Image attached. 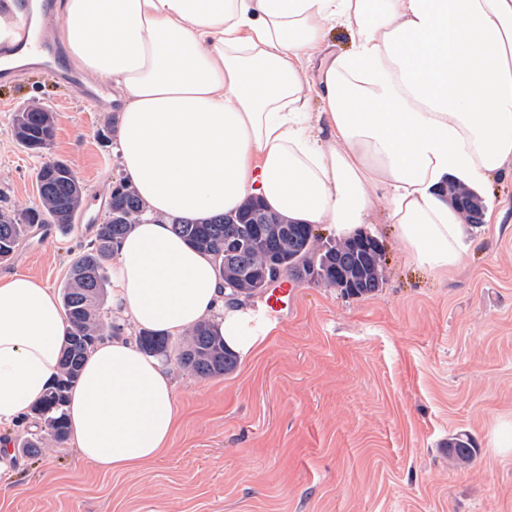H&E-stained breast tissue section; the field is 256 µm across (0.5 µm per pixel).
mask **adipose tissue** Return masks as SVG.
I'll list each match as a JSON object with an SVG mask.
<instances>
[{
	"instance_id": "adipose-tissue-1",
	"label": "adipose tissue",
	"mask_w": 512,
	"mask_h": 512,
	"mask_svg": "<svg viewBox=\"0 0 512 512\" xmlns=\"http://www.w3.org/2000/svg\"><path fill=\"white\" fill-rule=\"evenodd\" d=\"M45 23L71 62L111 82L125 180L147 205L115 248L121 327L181 336L207 322L244 357L270 330L168 217L253 196L344 236L380 219L438 273L463 261L465 229L437 187L478 190L512 172V0H61ZM337 28L350 47L326 54ZM70 329L42 282L0 277V470L14 456L3 429L31 422ZM67 417L84 462L146 466L176 429L172 372L103 338Z\"/></svg>"
}]
</instances>
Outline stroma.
Instances as JSON below:
<instances>
[{"instance_id": "35a3bbf8", "label": "stroma", "mask_w": 512, "mask_h": 512, "mask_svg": "<svg viewBox=\"0 0 512 512\" xmlns=\"http://www.w3.org/2000/svg\"><path fill=\"white\" fill-rule=\"evenodd\" d=\"M57 65L20 66L0 82V208L39 206L36 174L65 160L83 183L87 224L46 225L0 260L60 291L122 178L112 112L61 83ZM53 112L33 153L13 135L19 106ZM499 224L467 229L464 262L419 268L390 224L367 233L384 250L378 292L351 297L295 284L270 312L253 355L221 377L173 367L181 422L148 468L102 472L69 445L16 455L0 512H512V179L483 194ZM470 434L473 463L454 467L449 435Z\"/></svg>"}]
</instances>
